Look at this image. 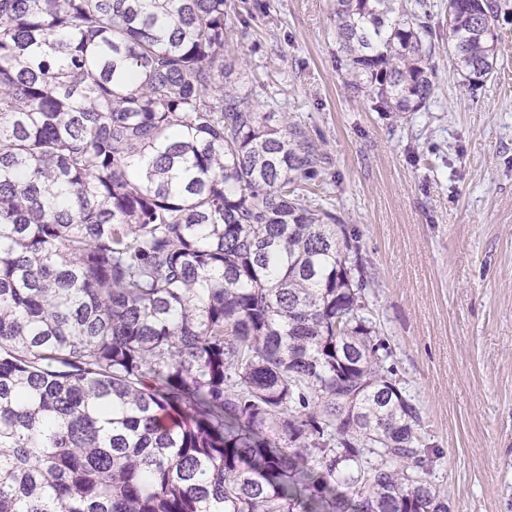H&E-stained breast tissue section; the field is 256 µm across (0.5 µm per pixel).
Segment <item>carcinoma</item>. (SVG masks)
Masks as SVG:
<instances>
[{
  "label": "carcinoma",
  "mask_w": 512,
  "mask_h": 512,
  "mask_svg": "<svg viewBox=\"0 0 512 512\" xmlns=\"http://www.w3.org/2000/svg\"><path fill=\"white\" fill-rule=\"evenodd\" d=\"M231 0H0V512H450L320 156ZM427 0H334L349 86L435 95ZM501 0H448L496 71Z\"/></svg>",
  "instance_id": "cac0c4a2"
}]
</instances>
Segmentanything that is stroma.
I'll use <instances>...</instances> for the list:
<instances>
[{
	"instance_id": "1",
	"label": "stroma",
	"mask_w": 512,
	"mask_h": 512,
	"mask_svg": "<svg viewBox=\"0 0 512 512\" xmlns=\"http://www.w3.org/2000/svg\"><path fill=\"white\" fill-rule=\"evenodd\" d=\"M267 111L319 147L324 203L360 236L368 300L451 512H512V0L498 73L472 87L436 46L426 108L374 111L345 85L333 0H248Z\"/></svg>"
}]
</instances>
